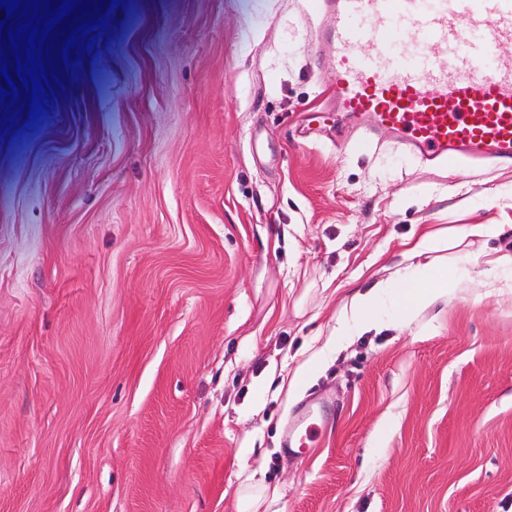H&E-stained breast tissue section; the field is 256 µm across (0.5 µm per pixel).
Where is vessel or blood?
<instances>
[{
	"label": "vessel or blood",
	"instance_id": "vessel-or-blood-1",
	"mask_svg": "<svg viewBox=\"0 0 512 512\" xmlns=\"http://www.w3.org/2000/svg\"><path fill=\"white\" fill-rule=\"evenodd\" d=\"M319 31L333 58L337 111L365 138L385 131L424 163L512 167V0H318ZM331 400L309 399L283 433L282 450L311 448Z\"/></svg>",
	"mask_w": 512,
	"mask_h": 512
}]
</instances>
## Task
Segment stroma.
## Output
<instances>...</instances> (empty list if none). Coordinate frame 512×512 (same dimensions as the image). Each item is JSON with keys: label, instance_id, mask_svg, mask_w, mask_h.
<instances>
[{"label": "stroma", "instance_id": "1", "mask_svg": "<svg viewBox=\"0 0 512 512\" xmlns=\"http://www.w3.org/2000/svg\"><path fill=\"white\" fill-rule=\"evenodd\" d=\"M316 0H122L0 138V512H512V169L343 123ZM470 224H500L484 240ZM424 231L459 279L288 383ZM321 388L317 447L283 454ZM247 480L249 482L247 487L237 492L239 512H252L255 510V506L266 492L262 471L252 472L247 477Z\"/></svg>", "mask_w": 512, "mask_h": 512}]
</instances>
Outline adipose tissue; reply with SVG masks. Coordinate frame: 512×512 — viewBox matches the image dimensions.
I'll return each mask as SVG.
<instances>
[{"label":"adipose tissue","mask_w":512,"mask_h":512,"mask_svg":"<svg viewBox=\"0 0 512 512\" xmlns=\"http://www.w3.org/2000/svg\"><path fill=\"white\" fill-rule=\"evenodd\" d=\"M438 233L427 232L405 251L407 264L370 289L351 294L344 314L328 342L330 349H342L348 337L379 327L385 317L405 323L438 303L448 294L452 268L435 262L420 263L419 258L438 249Z\"/></svg>","instance_id":"1"}]
</instances>
